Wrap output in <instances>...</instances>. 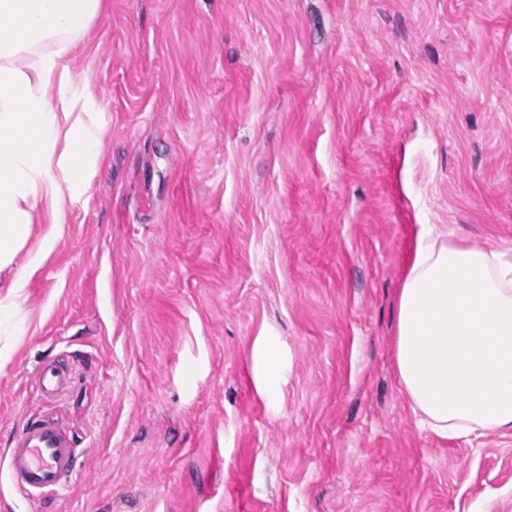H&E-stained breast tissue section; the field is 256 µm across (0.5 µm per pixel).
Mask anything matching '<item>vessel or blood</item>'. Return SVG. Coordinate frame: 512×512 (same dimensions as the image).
Segmentation results:
<instances>
[{
	"label": "vessel or blood",
	"instance_id": "vessel-or-blood-1",
	"mask_svg": "<svg viewBox=\"0 0 512 512\" xmlns=\"http://www.w3.org/2000/svg\"><path fill=\"white\" fill-rule=\"evenodd\" d=\"M74 450L62 423L53 417L26 423L10 453L13 480L29 491H57L71 471Z\"/></svg>",
	"mask_w": 512,
	"mask_h": 512
}]
</instances>
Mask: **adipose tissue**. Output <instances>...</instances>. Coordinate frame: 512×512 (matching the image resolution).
Segmentation results:
<instances>
[{
	"label": "adipose tissue",
	"instance_id": "ef3b65f1",
	"mask_svg": "<svg viewBox=\"0 0 512 512\" xmlns=\"http://www.w3.org/2000/svg\"><path fill=\"white\" fill-rule=\"evenodd\" d=\"M100 0H0V270L31 232L40 247L0 298V326L26 299L31 276L66 222V196L87 191L104 159L103 132L75 114L88 104L68 51ZM55 51H46L48 43ZM394 359L419 427L448 438L512 433V255L420 225L398 297Z\"/></svg>",
	"mask_w": 512,
	"mask_h": 512
}]
</instances>
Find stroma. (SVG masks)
<instances>
[{
    "label": "stroma",
    "mask_w": 512,
    "mask_h": 512,
    "mask_svg": "<svg viewBox=\"0 0 512 512\" xmlns=\"http://www.w3.org/2000/svg\"><path fill=\"white\" fill-rule=\"evenodd\" d=\"M81 42L105 163L13 319L0 512H512V435L420 429L393 358L418 225L512 251V0H101ZM74 448L54 417L31 420L17 435L9 460L12 479L29 491H59L73 466Z\"/></svg>",
    "instance_id": "1"
}]
</instances>
